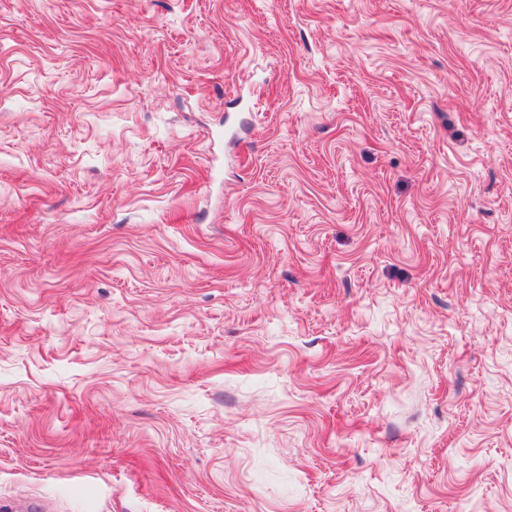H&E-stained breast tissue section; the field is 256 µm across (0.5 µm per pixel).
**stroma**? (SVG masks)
<instances>
[{
  "label": "stroma",
  "mask_w": 512,
  "mask_h": 512,
  "mask_svg": "<svg viewBox=\"0 0 512 512\" xmlns=\"http://www.w3.org/2000/svg\"><path fill=\"white\" fill-rule=\"evenodd\" d=\"M0 512H512V0H0Z\"/></svg>",
  "instance_id": "1"
}]
</instances>
